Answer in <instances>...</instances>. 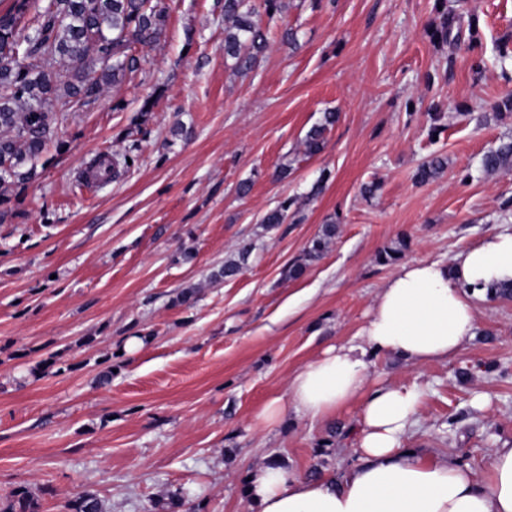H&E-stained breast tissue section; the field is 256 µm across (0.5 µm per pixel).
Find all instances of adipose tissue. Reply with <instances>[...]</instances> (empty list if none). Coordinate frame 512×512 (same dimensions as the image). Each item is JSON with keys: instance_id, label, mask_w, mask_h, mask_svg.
I'll list each match as a JSON object with an SVG mask.
<instances>
[{"instance_id": "obj_1", "label": "adipose tissue", "mask_w": 512, "mask_h": 512, "mask_svg": "<svg viewBox=\"0 0 512 512\" xmlns=\"http://www.w3.org/2000/svg\"><path fill=\"white\" fill-rule=\"evenodd\" d=\"M512 280V230L503 229L449 261L404 262L380 289L356 344L327 347L271 400L262 422L287 409L313 419L359 402L358 461L343 483L275 463L251 470L245 493L256 512H512V445L493 449L484 476L455 460L429 461L405 447L421 402L417 386L368 391L367 357L384 352L412 366L446 361L477 334L474 299Z\"/></svg>"}]
</instances>
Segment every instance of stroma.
<instances>
[{"label":"stroma","instance_id":"35a3bbf8","mask_svg":"<svg viewBox=\"0 0 512 512\" xmlns=\"http://www.w3.org/2000/svg\"><path fill=\"white\" fill-rule=\"evenodd\" d=\"M163 4L166 25L139 70L96 101L55 106L36 178L6 188L0 205L4 504L22 489L38 512H68L82 492L104 512H157L174 496L179 512H254L245 477L258 465L342 476L358 404L267 425L266 403L287 397L290 377L327 346L353 340L401 263L449 259L512 225V174L481 169L512 138V116L493 112L512 92V0H448L475 17V47L431 41L435 0H283L244 75L224 58L223 0ZM287 27L296 46L282 41ZM329 111L339 119L324 150L305 155ZM102 154L130 163L106 184L79 185ZM434 156L445 168L416 183ZM287 197L294 217L265 229L261 216ZM331 220L339 231L324 258L285 279ZM243 242L241 273L213 280ZM387 250L398 259L382 260ZM190 287L197 302L178 305ZM477 321L448 361L413 367L379 353L371 369L374 382L423 392L406 447L481 475L491 449L512 444V298L478 302Z\"/></svg>","mask_w":512,"mask_h":512}]
</instances>
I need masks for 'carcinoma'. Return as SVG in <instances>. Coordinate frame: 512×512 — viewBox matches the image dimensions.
I'll return each instance as SVG.
<instances>
[{
  "label": "carcinoma",
  "mask_w": 512,
  "mask_h": 512,
  "mask_svg": "<svg viewBox=\"0 0 512 512\" xmlns=\"http://www.w3.org/2000/svg\"><path fill=\"white\" fill-rule=\"evenodd\" d=\"M30 0H13L0 11V187L26 182L36 160L54 134V102L66 107L88 102L114 87L128 73L138 70L140 57L135 46L150 47L166 22L161 0H50L48 7L25 19ZM440 5L439 25L429 30L432 40L448 43L459 39L461 18ZM267 47L260 12L251 0H224V56L233 60L239 73L251 71ZM338 120L326 112L303 139L305 154L322 151L325 133ZM446 161L433 157L422 163L414 175L423 184L434 180ZM488 174L512 173V139L501 141L481 161ZM294 201L285 199L261 218L266 228L288 223ZM337 234L333 222L320 232L302 255L284 271L285 278H301L328 251ZM252 246L244 244L236 256L224 262L217 278H231L241 272ZM69 512H102L100 501L83 492L68 503ZM3 512H38L37 503L25 491H18Z\"/></svg>",
  "instance_id": "obj_1"
}]
</instances>
